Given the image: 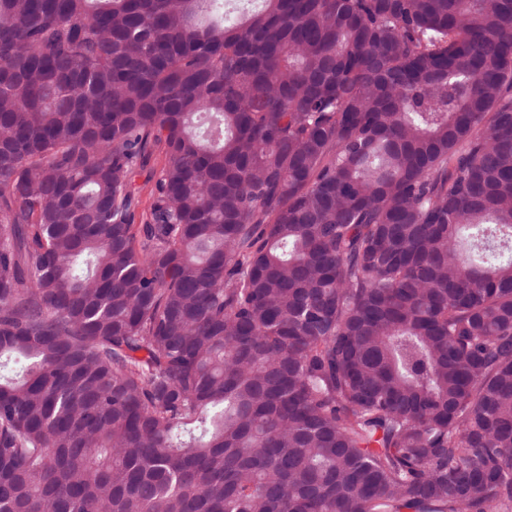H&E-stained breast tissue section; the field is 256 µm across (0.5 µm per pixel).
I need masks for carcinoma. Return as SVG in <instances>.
<instances>
[{
	"label": "carcinoma",
	"mask_w": 512,
	"mask_h": 512,
	"mask_svg": "<svg viewBox=\"0 0 512 512\" xmlns=\"http://www.w3.org/2000/svg\"><path fill=\"white\" fill-rule=\"evenodd\" d=\"M0 512H512V0H0Z\"/></svg>",
	"instance_id": "carcinoma-1"
}]
</instances>
